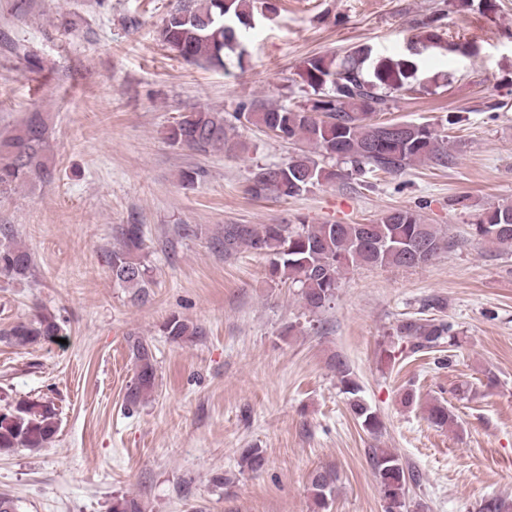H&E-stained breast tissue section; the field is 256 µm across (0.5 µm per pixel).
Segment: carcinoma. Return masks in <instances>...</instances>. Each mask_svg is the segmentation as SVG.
Returning a JSON list of instances; mask_svg holds the SVG:
<instances>
[{"label": "carcinoma", "mask_w": 512, "mask_h": 512, "mask_svg": "<svg viewBox=\"0 0 512 512\" xmlns=\"http://www.w3.org/2000/svg\"><path fill=\"white\" fill-rule=\"evenodd\" d=\"M258 13L256 0H181L163 19L158 41L195 65L224 66L225 50L239 44V38L254 28ZM14 56L27 67L41 65L37 53L26 43L10 44ZM418 50L395 56L372 57L367 46H358L338 60L314 56L301 67L304 83L312 89L309 106L242 104L234 119L241 124L263 125L276 136L299 145V152L282 164L259 166L253 172L248 191L256 198L275 195L293 198L324 182L339 177L314 159L313 154L339 157L359 173L382 171L400 174L414 162L448 164L444 140L427 125L409 123L407 136L382 140V123L373 115L387 107V94L410 91L417 80ZM235 127L222 112H185L172 125L166 139L172 145L207 153L233 152L242 147L234 137ZM52 148L49 117L31 112L9 131L0 132V193L52 177ZM475 235L497 247H512V203H502L479 214ZM142 224H123L120 241L105 251L104 262L119 288L131 292L133 300L144 303L153 285V269L143 253ZM214 249L229 257L245 247L267 256L271 273L299 288L305 308L311 313L325 309L336 297L344 272L356 267H403L426 265L451 247L448 235L435 224H426L409 210L396 209L371 224H226L224 235L214 238ZM34 261L23 247L0 244V277L26 279ZM62 321L49 311L19 321L0 334L6 343L25 347L53 342L61 336ZM163 332L174 342L202 335L201 327L179 316L169 318ZM392 338L409 345L413 352L436 354L435 363L445 367L455 362L452 348L459 345L454 325L439 318H406ZM129 359L134 376L125 394L129 412L144 402L157 386L156 355L153 345L141 337L128 338ZM333 369L351 415L371 435H379L383 422L361 396L347 361L337 355ZM428 419L436 426L457 424L453 412L441 402L428 407ZM58 431V417L50 401H25L0 412V453L19 448L37 451L48 447ZM385 512H409V484L420 475L405 471L399 458L382 452L373 456ZM267 463L259 448H246L240 466L258 473ZM338 476L331 467L312 472L309 493L313 512H327L336 493ZM477 512H512V500L501 496L483 498Z\"/></svg>", "instance_id": "cac0c4a2"}]
</instances>
